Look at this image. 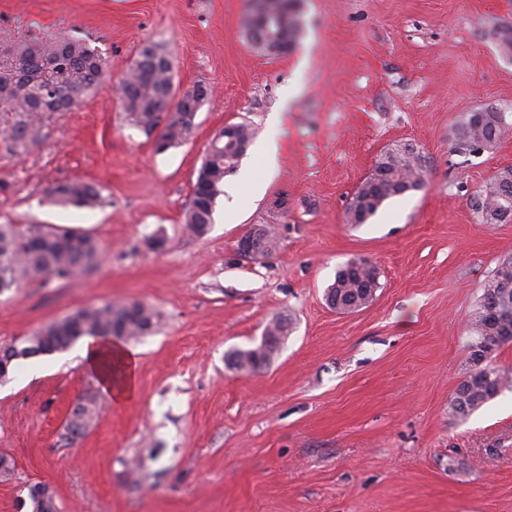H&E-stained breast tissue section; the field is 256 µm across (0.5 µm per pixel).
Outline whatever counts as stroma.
Segmentation results:
<instances>
[{
    "label": "stroma",
    "instance_id": "1",
    "mask_svg": "<svg viewBox=\"0 0 512 512\" xmlns=\"http://www.w3.org/2000/svg\"><path fill=\"white\" fill-rule=\"evenodd\" d=\"M304 33L285 52L256 50L249 0H0V45L81 38L107 62L105 84L67 112L26 114L35 142L0 141V224L72 228L102 259L67 282L20 280L0 295V345L75 309L141 301L160 314L130 343L136 394L114 402L73 359L18 361L0 383V512L24 485H54L62 512H512V388L465 419L449 408L469 369L466 320L512 220L480 223L472 195L512 168V137L456 150L460 117L512 106V59L489 31L512 28V0H302ZM169 52L176 89L210 85L187 143L157 151L130 126L113 85L141 48ZM283 122L270 127V113ZM248 124L238 175L214 222L184 215L213 136ZM275 139L268 166L260 148ZM415 144L423 188L367 223L348 200L378 156ZM95 183L108 205L52 204L48 185ZM285 198L278 211L272 203ZM272 225L267 258L235 259L239 238ZM163 236L148 248L146 237ZM365 257L374 300L341 314L325 301L337 269ZM292 331L269 365L239 373L228 351L259 343L274 316ZM83 396L97 415L66 443Z\"/></svg>",
    "mask_w": 512,
    "mask_h": 512
}]
</instances>
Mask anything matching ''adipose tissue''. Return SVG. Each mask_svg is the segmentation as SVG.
Wrapping results in <instances>:
<instances>
[{"mask_svg":"<svg viewBox=\"0 0 512 512\" xmlns=\"http://www.w3.org/2000/svg\"><path fill=\"white\" fill-rule=\"evenodd\" d=\"M72 355L95 374L102 390L114 401L122 402L135 394L136 363L130 349L106 338L88 336L73 349Z\"/></svg>","mask_w":512,"mask_h":512,"instance_id":"1","label":"adipose tissue"}]
</instances>
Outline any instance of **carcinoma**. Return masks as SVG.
Returning <instances> with one entry per match:
<instances>
[{
	"label": "carcinoma",
	"mask_w": 512,
	"mask_h": 512,
	"mask_svg": "<svg viewBox=\"0 0 512 512\" xmlns=\"http://www.w3.org/2000/svg\"><path fill=\"white\" fill-rule=\"evenodd\" d=\"M297 0H266L264 20L256 22L251 43L269 35L279 36L284 50H289L302 31L301 13L292 9ZM141 62H134L120 79L126 119L134 127L150 135L160 124L165 133L157 140V149L188 141L197 124L189 113L199 110L209 89L169 111L165 95L170 85V66L165 48L150 43L143 47ZM106 60L97 49L85 41L63 39L5 45L0 47V102L10 112H67L77 105L85 94L102 88ZM512 133V121H507V110L493 105L467 113L456 128L457 148L480 153L493 148ZM222 135L230 142L228 148L218 147L206 153L193 185L190 208L184 218L186 228L194 235L203 236L213 223L217 198L223 194L224 167H238L233 144L250 145L253 134L245 124H228ZM0 137L16 143L34 140L23 121L1 130ZM427 174L421 170L417 154L398 145L377 159L368 179L355 190L346 207V222L364 224L373 217L385 201L424 186ZM47 197L63 206L84 209L101 207L105 198L100 188L83 180L54 184L46 189ZM475 200H487L480 215L485 224H499L512 219V181L496 176ZM101 258L97 240L90 234L74 229L17 230L12 224H0V295L14 288L21 279L66 281ZM379 272L366 258L350 260L336 271L334 282L326 295L340 300L338 311L346 313L350 300L362 305L373 299L379 288ZM158 313L143 302L121 305L78 308L52 320L33 334L7 344L20 353L8 362V371L0 372V381L8 380L9 372L21 359L49 355L63 351L85 336L138 340L156 327ZM290 322L276 316L266 325V339L248 349H233L226 356L228 367L237 372H256L280 351ZM466 333L473 343L484 339L490 344L483 348L480 358H471V368L457 385L450 400V409L456 417H467L502 390L512 386V379L493 366L494 353L512 341V258L501 261L484 285L476 311L467 320ZM37 485L27 488L31 512H60L56 492L43 499L36 494Z\"/></svg>",
	"instance_id": "carcinoma-1"
}]
</instances>
